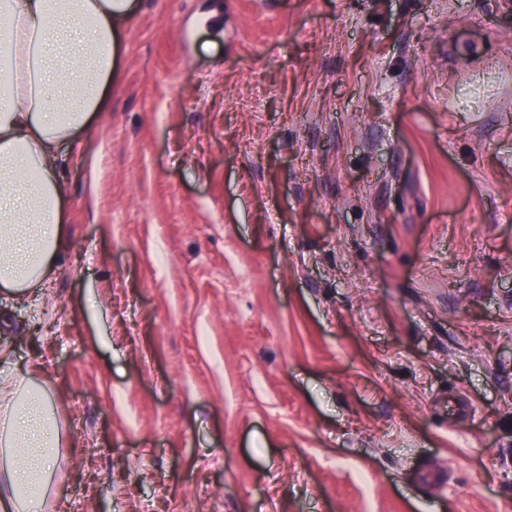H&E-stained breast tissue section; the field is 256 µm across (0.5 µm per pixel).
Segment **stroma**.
Listing matches in <instances>:
<instances>
[{
  "instance_id": "obj_1",
  "label": "stroma",
  "mask_w": 512,
  "mask_h": 512,
  "mask_svg": "<svg viewBox=\"0 0 512 512\" xmlns=\"http://www.w3.org/2000/svg\"><path fill=\"white\" fill-rule=\"evenodd\" d=\"M0 298L54 512H512V0H139Z\"/></svg>"
}]
</instances>
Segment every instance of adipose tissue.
I'll return each instance as SVG.
<instances>
[{"label": "adipose tissue", "instance_id": "obj_1", "mask_svg": "<svg viewBox=\"0 0 512 512\" xmlns=\"http://www.w3.org/2000/svg\"><path fill=\"white\" fill-rule=\"evenodd\" d=\"M135 0H0V293L43 287L67 247L61 146L112 86ZM63 434L48 390L0 370V512H45Z\"/></svg>", "mask_w": 512, "mask_h": 512}]
</instances>
